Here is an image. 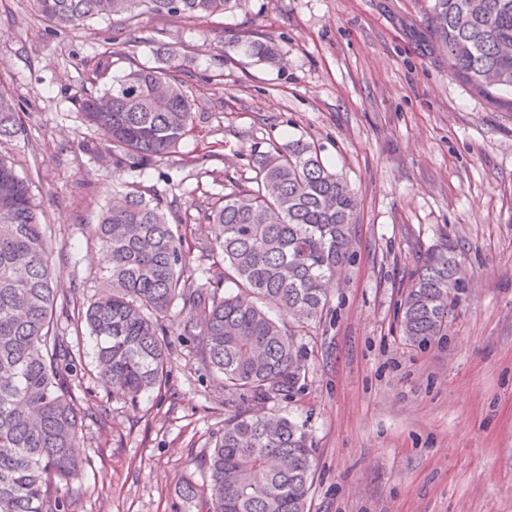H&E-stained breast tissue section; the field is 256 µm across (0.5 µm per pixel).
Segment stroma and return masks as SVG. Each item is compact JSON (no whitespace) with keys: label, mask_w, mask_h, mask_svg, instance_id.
<instances>
[{"label":"stroma","mask_w":512,"mask_h":512,"mask_svg":"<svg viewBox=\"0 0 512 512\" xmlns=\"http://www.w3.org/2000/svg\"><path fill=\"white\" fill-rule=\"evenodd\" d=\"M431 4L246 0L210 19L146 15L120 30L53 24L35 0H0V92L25 128L0 154L44 212L69 307L97 293L94 227L131 183L178 196L194 269L218 232L198 215L250 176L254 148L315 142L356 194V257L302 339L300 390L270 406L312 437L310 512H512V91L488 98L453 76L431 47ZM157 28L176 52L196 128L176 153L132 173L86 149L93 133L72 97L101 53L120 69L160 64ZM254 30L273 39L279 61L237 45ZM443 231L471 284L447 335L417 345L402 336L398 307L420 252ZM58 326L76 354L74 392L92 409L70 512H198L182 486L202 482L231 407L179 317L166 323L169 384L135 405L99 382L88 329L64 313Z\"/></svg>","instance_id":"35a3bbf8"}]
</instances>
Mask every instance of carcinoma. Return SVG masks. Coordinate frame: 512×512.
Returning <instances> with one entry per match:
<instances>
[{"label":"carcinoma","instance_id":"cac0c4a2","mask_svg":"<svg viewBox=\"0 0 512 512\" xmlns=\"http://www.w3.org/2000/svg\"><path fill=\"white\" fill-rule=\"evenodd\" d=\"M231 0H36L49 22L79 27L95 18L124 27L144 15L186 21L224 13ZM434 43L448 68L492 97L512 89V0H433ZM260 61L277 57L257 33L245 39ZM103 55L91 88L75 100L83 125L119 168L140 171L176 152L196 126L174 58L136 61L118 75ZM22 131L0 93V141ZM251 177L214 198L202 219L219 226L198 284L186 264L182 218L137 185L98 217L101 287L77 311L96 341L98 378L137 402L166 386L171 355L165 323L182 314V335L235 402L203 466L207 479L183 495L205 512H308L312 441L294 421L266 410L292 397L306 375L298 337L329 309L326 284L354 260L357 198L303 138L254 149ZM461 257L448 232L423 254L401 302L400 331L425 344L448 334L459 293ZM60 294L46 225L28 183L0 156V512H69L81 480L74 454L84 411L72 388L73 353L55 323ZM288 315L283 324L269 314Z\"/></svg>","mask_w":512,"mask_h":512}]
</instances>
